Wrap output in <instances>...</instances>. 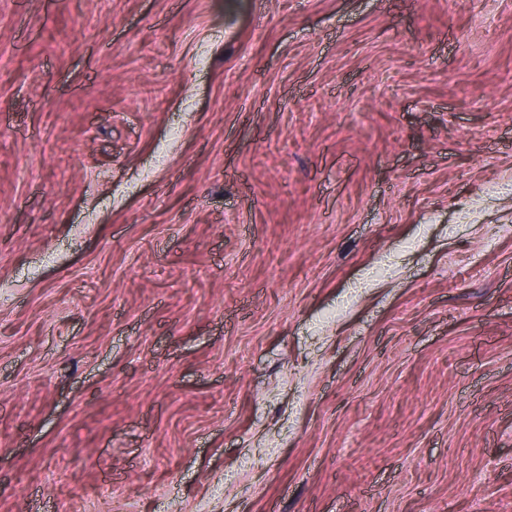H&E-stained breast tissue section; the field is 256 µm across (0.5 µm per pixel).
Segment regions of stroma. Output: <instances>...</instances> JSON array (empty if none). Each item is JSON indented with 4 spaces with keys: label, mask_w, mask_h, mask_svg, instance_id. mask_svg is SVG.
Here are the masks:
<instances>
[{
    "label": "stroma",
    "mask_w": 512,
    "mask_h": 512,
    "mask_svg": "<svg viewBox=\"0 0 512 512\" xmlns=\"http://www.w3.org/2000/svg\"><path fill=\"white\" fill-rule=\"evenodd\" d=\"M512 512V0H0V512Z\"/></svg>",
    "instance_id": "1"
}]
</instances>
